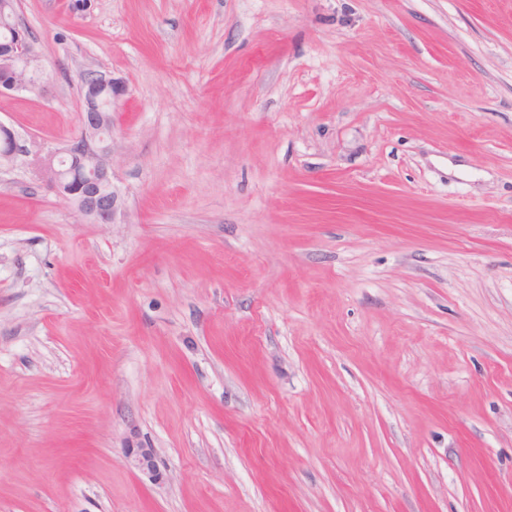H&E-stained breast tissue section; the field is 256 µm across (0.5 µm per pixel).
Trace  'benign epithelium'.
I'll list each match as a JSON object with an SVG mask.
<instances>
[{"label":"benign epithelium","mask_w":512,"mask_h":512,"mask_svg":"<svg viewBox=\"0 0 512 512\" xmlns=\"http://www.w3.org/2000/svg\"><path fill=\"white\" fill-rule=\"evenodd\" d=\"M44 68L26 30L16 22V0H0V94L39 92ZM83 107L80 133L45 155L34 166L48 189L67 200L92 224H112L119 211V194L112 181V113L103 110V92L114 94L112 77L98 71L80 74ZM0 162L19 152L15 134L0 123ZM136 468L156 475L149 448L130 452Z\"/></svg>","instance_id":"obj_1"}]
</instances>
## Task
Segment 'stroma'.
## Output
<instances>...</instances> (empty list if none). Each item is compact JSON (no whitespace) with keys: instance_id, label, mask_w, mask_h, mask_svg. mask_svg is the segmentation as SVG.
I'll use <instances>...</instances> for the list:
<instances>
[{"instance_id":"1","label":"stroma","mask_w":512,"mask_h":512,"mask_svg":"<svg viewBox=\"0 0 512 512\" xmlns=\"http://www.w3.org/2000/svg\"><path fill=\"white\" fill-rule=\"evenodd\" d=\"M16 19L46 77L0 94V512H512V0ZM88 69L113 224L31 165Z\"/></svg>"}]
</instances>
